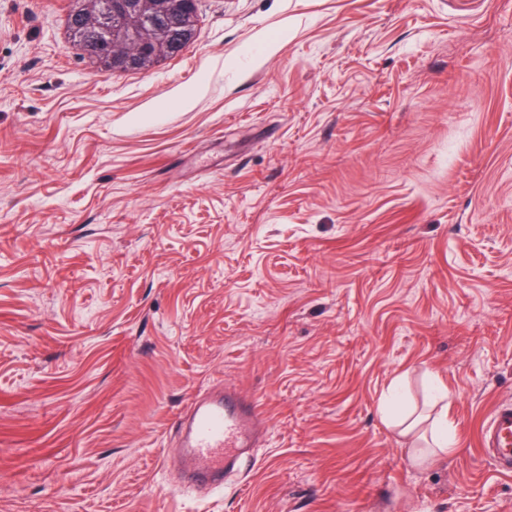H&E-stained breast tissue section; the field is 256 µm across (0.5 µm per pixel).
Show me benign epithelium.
I'll return each mask as SVG.
<instances>
[{"mask_svg": "<svg viewBox=\"0 0 512 512\" xmlns=\"http://www.w3.org/2000/svg\"><path fill=\"white\" fill-rule=\"evenodd\" d=\"M195 0H82L85 24L76 40L99 45L114 69L132 72L167 50L169 37H189Z\"/></svg>", "mask_w": 512, "mask_h": 512, "instance_id": "benign-epithelium-1", "label": "benign epithelium"}]
</instances>
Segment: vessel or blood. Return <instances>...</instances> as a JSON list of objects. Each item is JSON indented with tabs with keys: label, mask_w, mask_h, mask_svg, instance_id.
Instances as JSON below:
<instances>
[{
	"label": "vessel or blood",
	"mask_w": 512,
	"mask_h": 512,
	"mask_svg": "<svg viewBox=\"0 0 512 512\" xmlns=\"http://www.w3.org/2000/svg\"><path fill=\"white\" fill-rule=\"evenodd\" d=\"M185 462L194 482L223 487L225 474L240 470L264 427L252 398L232 393L196 398L186 415ZM480 444L497 468L512 472V405L496 409L481 433Z\"/></svg>",
	"instance_id": "b4317fda"
}]
</instances>
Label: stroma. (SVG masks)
<instances>
[{"mask_svg": "<svg viewBox=\"0 0 512 512\" xmlns=\"http://www.w3.org/2000/svg\"><path fill=\"white\" fill-rule=\"evenodd\" d=\"M68 4L0 0V512H512V0H200L112 75ZM224 390L254 466L172 493ZM481 447L493 458L497 468L512 472V405L496 409L482 430Z\"/></svg>", "mask_w": 512, "mask_h": 512, "instance_id": "stroma-1", "label": "stroma"}]
</instances>
